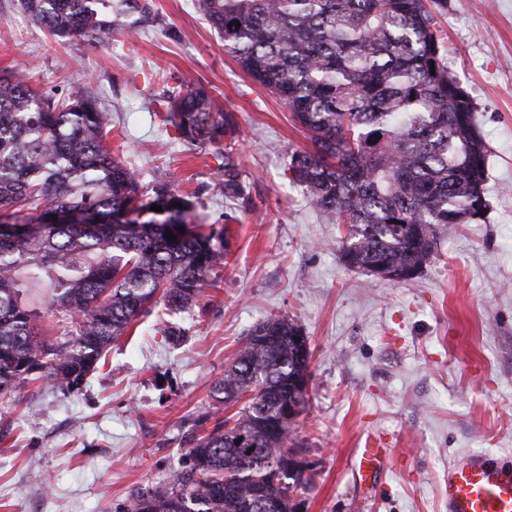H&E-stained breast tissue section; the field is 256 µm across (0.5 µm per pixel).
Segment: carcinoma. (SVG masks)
<instances>
[{
  "mask_svg": "<svg viewBox=\"0 0 512 512\" xmlns=\"http://www.w3.org/2000/svg\"><path fill=\"white\" fill-rule=\"evenodd\" d=\"M59 38L112 39V14L135 0H19ZM197 11L255 82L279 96L307 132L311 151L284 175L312 206L344 226L342 262L408 282L437 252L439 231L488 210V147L476 108L441 53L444 0H195ZM240 27L232 26V22ZM165 128L196 150L211 146L224 170L218 193L244 197L239 129L201 83L168 91ZM99 99L56 97L0 76V211L30 219L0 231V401L20 387L77 386L112 343L159 305L162 330L187 335L181 314L224 264L222 234L194 221L189 200L161 177L144 188L105 140ZM182 207L176 208L174 204ZM167 212L141 222L128 213ZM89 211L96 223L50 222ZM173 234L167 240L166 234ZM70 321L71 337L35 331L38 308ZM293 319L257 323L214 383L204 420L170 478L130 491L123 512H296L292 496L312 474L288 451L303 412L311 353ZM238 410L225 417L233 406Z\"/></svg>",
  "mask_w": 512,
  "mask_h": 512,
  "instance_id": "1",
  "label": "carcinoma"
}]
</instances>
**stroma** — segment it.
<instances>
[{
  "mask_svg": "<svg viewBox=\"0 0 512 512\" xmlns=\"http://www.w3.org/2000/svg\"><path fill=\"white\" fill-rule=\"evenodd\" d=\"M147 2L135 35L119 21L111 42L91 45L57 40L18 0H0V71L98 98L113 155L193 196L203 222L227 228L229 255L186 314L180 347L151 311L79 386L28 384L0 404V512H118L133 486L167 477L212 384L272 314L300 323L311 350L308 404L289 442L315 474L300 512H448L455 458L512 461V0H446L438 17L448 69L488 146L490 209L449 226L425 273L405 283L341 263V226L284 175L311 141L225 54L193 0ZM191 81L234 115L247 199L216 194L213 148L187 150L161 124L167 90ZM371 442L391 451L372 491L349 467ZM35 473L49 479L45 493L30 491Z\"/></svg>",
  "mask_w": 512,
  "mask_h": 512,
  "instance_id": "obj_1",
  "label": "stroma"
}]
</instances>
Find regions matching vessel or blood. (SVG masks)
I'll list each match as a JSON object with an SVG mask.
<instances>
[{
    "label": "vessel or blood",
    "instance_id": "vessel-or-blood-1",
    "mask_svg": "<svg viewBox=\"0 0 512 512\" xmlns=\"http://www.w3.org/2000/svg\"><path fill=\"white\" fill-rule=\"evenodd\" d=\"M390 457L386 448H359L350 467L361 483L375 486ZM448 512H512V464L464 455L448 467Z\"/></svg>",
    "mask_w": 512,
    "mask_h": 512
}]
</instances>
